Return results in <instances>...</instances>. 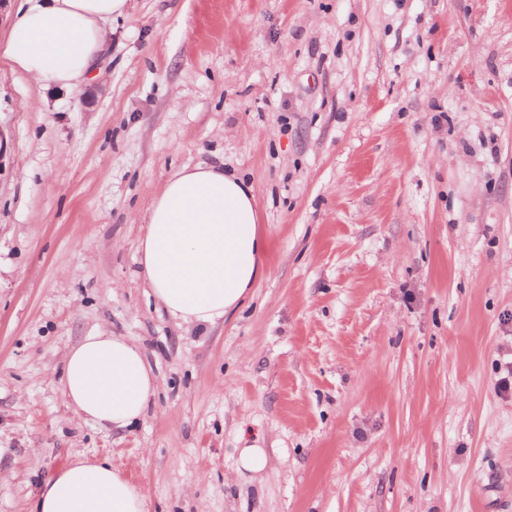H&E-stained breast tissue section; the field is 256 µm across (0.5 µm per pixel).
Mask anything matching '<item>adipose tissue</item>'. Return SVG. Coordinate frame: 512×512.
<instances>
[{"instance_id":"1","label":"adipose tissue","mask_w":512,"mask_h":512,"mask_svg":"<svg viewBox=\"0 0 512 512\" xmlns=\"http://www.w3.org/2000/svg\"><path fill=\"white\" fill-rule=\"evenodd\" d=\"M128 0H24L0 38V63L38 86L71 88L95 71L107 24ZM251 185L222 167L174 173L154 198L138 246L157 302L184 323H213L263 276L267 244L257 230ZM156 376L125 336L97 332L69 351L62 392L80 417L103 427L138 421ZM34 512H147L142 495L108 460L80 459L43 482Z\"/></svg>"}]
</instances>
